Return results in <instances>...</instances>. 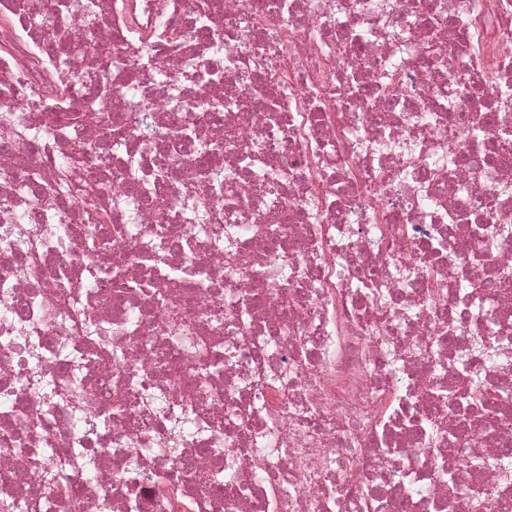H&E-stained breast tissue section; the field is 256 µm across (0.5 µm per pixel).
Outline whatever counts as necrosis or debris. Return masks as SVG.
<instances>
[{"label": "necrosis or debris", "instance_id": "1", "mask_svg": "<svg viewBox=\"0 0 512 512\" xmlns=\"http://www.w3.org/2000/svg\"><path fill=\"white\" fill-rule=\"evenodd\" d=\"M15 2L0 512H512V0ZM51 28L142 70L84 115L106 230L28 179L71 149Z\"/></svg>", "mask_w": 512, "mask_h": 512}]
</instances>
